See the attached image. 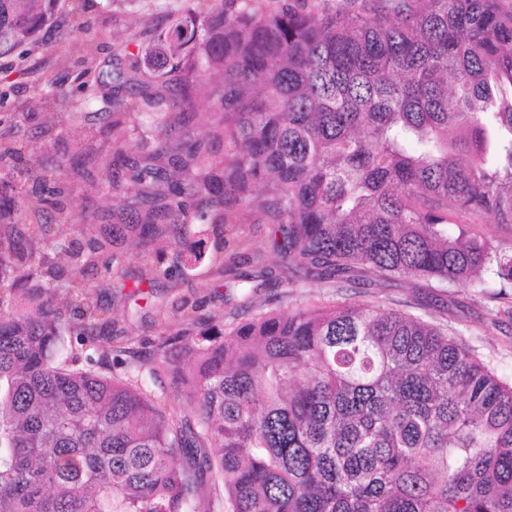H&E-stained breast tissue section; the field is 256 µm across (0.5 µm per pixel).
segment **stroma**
I'll list each match as a JSON object with an SVG mask.
<instances>
[{
	"instance_id": "35a3bbf8",
	"label": "stroma",
	"mask_w": 512,
	"mask_h": 512,
	"mask_svg": "<svg viewBox=\"0 0 512 512\" xmlns=\"http://www.w3.org/2000/svg\"><path fill=\"white\" fill-rule=\"evenodd\" d=\"M183 6V0H160L156 6L146 4L145 0H87L80 18L84 30L77 35L71 31L73 2L61 0L54 24L37 35L35 44L0 57V131L37 148L39 172L61 174L69 209L91 215L88 236H97L101 226L111 223L112 190L108 185L77 177L73 167L82 161L94 165L112 159L115 136L111 108L104 99L113 83L112 35L128 26L139 33L150 31L162 23L166 12L181 10ZM58 89L80 103L88 135L80 143L71 135H63L45 152L38 148L39 125L46 110V95ZM91 90L98 91L99 96L90 102L86 95ZM208 284V265L202 262L178 283L159 279L156 290L171 299L195 301L207 316L229 310L240 302L241 295L234 288L225 289L223 300L211 299ZM374 293L394 303L396 308L416 314L430 309L437 322L448 323L457 331L460 343L502 380L512 384V321L494 324L489 320L490 312L501 307L504 297L512 295V290L500 287L498 282H490L481 293L465 283L452 286L444 297L448 304L444 310L433 306L427 289L400 282L375 292L368 288H346L329 293L320 284L301 281L290 288L265 289L260 298L296 306L318 298L336 303L355 302ZM112 318L133 348L147 345L157 334L150 307L130 316L116 298L112 301Z\"/></svg>"
}]
</instances>
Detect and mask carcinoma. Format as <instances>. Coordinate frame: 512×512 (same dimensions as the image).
Masks as SVG:
<instances>
[{"instance_id": "obj_1", "label": "carcinoma", "mask_w": 512, "mask_h": 512, "mask_svg": "<svg viewBox=\"0 0 512 512\" xmlns=\"http://www.w3.org/2000/svg\"><path fill=\"white\" fill-rule=\"evenodd\" d=\"M57 2L0 0V56L52 24ZM192 2L127 62L133 78L117 59L124 143L113 164L76 171L112 186L111 230L85 241L82 218L62 263L41 223L50 209L75 224L62 191L32 209L0 187V512H213L203 472L224 512H512V385L448 326L377 296L254 304L304 280L512 288V243L480 230L512 233V0ZM129 82L151 135L126 121ZM202 92L222 157L174 134ZM84 121L55 92L42 145ZM25 153L0 140V162ZM22 212L31 222L12 221ZM245 213L269 226L255 248L224 236ZM195 215L211 229L203 252L185 249ZM129 239L145 247L130 286ZM204 259L211 294L233 282L242 304L205 316L159 295L146 355L113 346L123 373L110 377L79 364L73 347L115 328L94 293L137 305L153 295L143 284Z\"/></svg>"}]
</instances>
